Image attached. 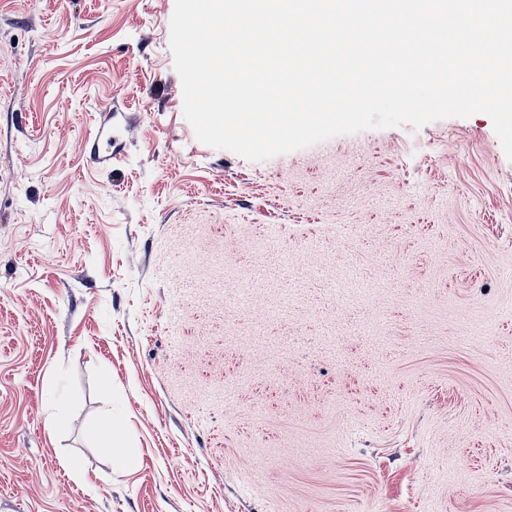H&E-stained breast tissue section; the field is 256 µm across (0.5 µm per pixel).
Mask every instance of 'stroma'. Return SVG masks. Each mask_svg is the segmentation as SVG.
I'll list each match as a JSON object with an SVG mask.
<instances>
[{
	"label": "stroma",
	"mask_w": 512,
	"mask_h": 512,
	"mask_svg": "<svg viewBox=\"0 0 512 512\" xmlns=\"http://www.w3.org/2000/svg\"><path fill=\"white\" fill-rule=\"evenodd\" d=\"M173 8L0 0V512H512L491 118L248 161L184 117ZM100 433L111 450L113 466L121 471L132 464V458L125 447V437L122 430L112 420H104L99 427Z\"/></svg>",
	"instance_id": "1"
}]
</instances>
